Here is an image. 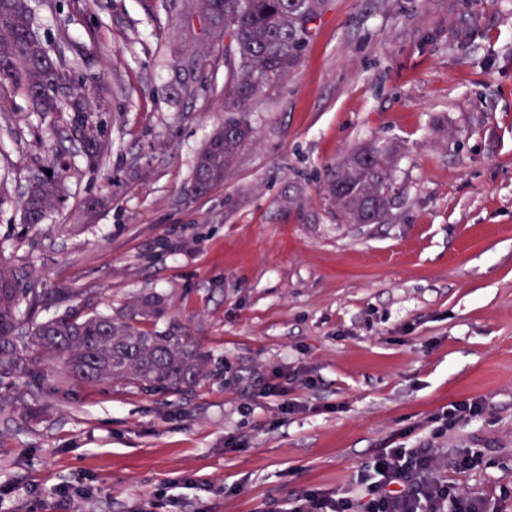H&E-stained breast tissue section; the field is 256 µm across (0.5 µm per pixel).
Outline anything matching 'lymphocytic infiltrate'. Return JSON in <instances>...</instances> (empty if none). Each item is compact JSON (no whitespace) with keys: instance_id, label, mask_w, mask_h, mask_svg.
<instances>
[{"instance_id":"lymphocytic-infiltrate-1","label":"lymphocytic infiltrate","mask_w":512,"mask_h":512,"mask_svg":"<svg viewBox=\"0 0 512 512\" xmlns=\"http://www.w3.org/2000/svg\"><path fill=\"white\" fill-rule=\"evenodd\" d=\"M484 413L478 399L452 403L435 416L431 441L381 449L362 467L351 491L331 497L305 488L289 500L288 512H491L487 498L468 493L456 480L457 474L483 466L484 449L462 448L446 458L433 443Z\"/></svg>"}]
</instances>
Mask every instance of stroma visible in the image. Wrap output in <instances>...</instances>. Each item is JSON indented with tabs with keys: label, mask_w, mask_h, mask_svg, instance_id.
Returning <instances> with one entry per match:
<instances>
[{
	"label": "stroma",
	"mask_w": 512,
	"mask_h": 512,
	"mask_svg": "<svg viewBox=\"0 0 512 512\" xmlns=\"http://www.w3.org/2000/svg\"><path fill=\"white\" fill-rule=\"evenodd\" d=\"M29 5L93 88L104 153L89 164L64 118L0 85V267L45 291L43 320L161 293L157 330L178 324L208 364L183 395L59 364L39 391L16 381L0 410V485L22 489L10 512H285L301 488L353 487L401 430L414 446L464 398L485 419L436 445L486 449L456 480L512 512V0H329L199 198L186 188L224 121L223 45L180 22L182 0ZM203 49L183 94L175 61ZM370 142L395 146L400 200L349 224L326 181ZM41 167L62 171L65 200L30 227L21 198ZM92 195L112 201L87 219ZM271 379L283 397L264 394Z\"/></svg>",
	"instance_id": "obj_1"
}]
</instances>
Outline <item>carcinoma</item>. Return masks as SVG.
<instances>
[{"label": "carcinoma", "mask_w": 512, "mask_h": 512, "mask_svg": "<svg viewBox=\"0 0 512 512\" xmlns=\"http://www.w3.org/2000/svg\"><path fill=\"white\" fill-rule=\"evenodd\" d=\"M326 6L327 0H186L184 10L197 9L209 32L230 37L224 46V124L198 153L191 190L204 195L224 181L253 133L250 102L268 80L295 68ZM205 63L203 54L180 62L185 91H192L194 76ZM3 81L25 93L41 112L71 114L84 155L100 161L103 147L89 124V96L34 29L27 0H0ZM389 156L388 150L367 145L330 173L329 200L351 223L378 224L391 214L396 195ZM62 200L58 173L33 174L24 195V223H42ZM15 282L14 275L0 268V387L22 377L28 387L40 389L48 361L61 363L78 382H121L153 393L190 391L204 372L206 355L190 337L148 328L165 312L158 294H147L115 313L66 309L34 322L30 317L43 307L42 293L31 288L21 297Z\"/></svg>", "instance_id": "carcinoma-1"}]
</instances>
